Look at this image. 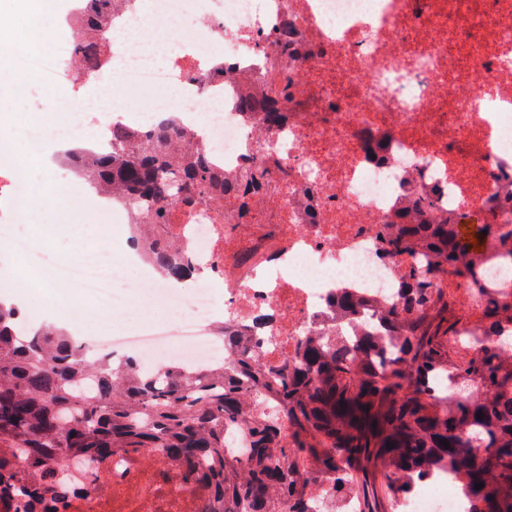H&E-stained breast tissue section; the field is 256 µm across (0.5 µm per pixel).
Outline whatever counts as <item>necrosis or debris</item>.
<instances>
[{
    "label": "necrosis or debris",
    "instance_id": "necrosis-or-debris-1",
    "mask_svg": "<svg viewBox=\"0 0 512 512\" xmlns=\"http://www.w3.org/2000/svg\"><path fill=\"white\" fill-rule=\"evenodd\" d=\"M284 25L297 37L290 56L265 43ZM71 61L68 40L15 58L51 85L69 82ZM112 79L156 91L153 114L199 133L207 160L242 186L223 211H172L205 280L157 282L154 296L174 319L97 341L106 353L165 354L192 368L229 353L223 325L245 329L267 365L289 362L307 336L356 347L382 334L410 263L384 253V222L425 197L458 213L512 194V0H133L112 32ZM171 87L178 101L166 98ZM249 87L282 109L277 127L241 110ZM270 156L277 165L261 186L245 183L247 167ZM29 183L17 167L0 176V239L18 256L33 246L13 218ZM52 270L85 299L84 321L133 301L125 265L92 256ZM343 295L358 301L356 314L340 309ZM72 471L94 491L68 499L65 512L121 503L207 512L188 484L155 492L141 456ZM396 512H469V503L448 473L414 484Z\"/></svg>",
    "mask_w": 512,
    "mask_h": 512
}]
</instances>
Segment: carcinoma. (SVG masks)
Here are the masks:
<instances>
[{"label": "carcinoma", "instance_id": "carcinoma-1", "mask_svg": "<svg viewBox=\"0 0 512 512\" xmlns=\"http://www.w3.org/2000/svg\"><path fill=\"white\" fill-rule=\"evenodd\" d=\"M129 3L76 0L67 17L74 81L105 75L112 24ZM240 105L271 125L283 118L256 94ZM110 138L109 152H77L73 167L140 213L131 245L161 273L192 276L170 213L199 202L221 208L235 185L200 146H176L186 136L167 120L150 131L114 123ZM433 208L425 201L416 206L420 223L398 214L381 230L383 250L430 258L406 269L388 335L366 336L352 353L309 336L290 363L269 371L237 340L230 357L194 370L174 361L148 368L135 353L93 361L67 330L33 328L17 305L0 301V512L20 503L58 512L55 504L77 492L66 460L147 448L182 471L210 512H308L315 482L338 498L355 495L360 512H394L412 483L448 471L461 477L471 512H512V357L494 344L512 334V297L480 289L484 254L476 251L486 244L512 263V226L489 214L465 237L458 226L467 214L433 219ZM450 275L477 289L479 324L456 313ZM260 400L288 418L289 440L256 411ZM234 426L251 431L245 457L224 454V430Z\"/></svg>", "mask_w": 512, "mask_h": 512}]
</instances>
